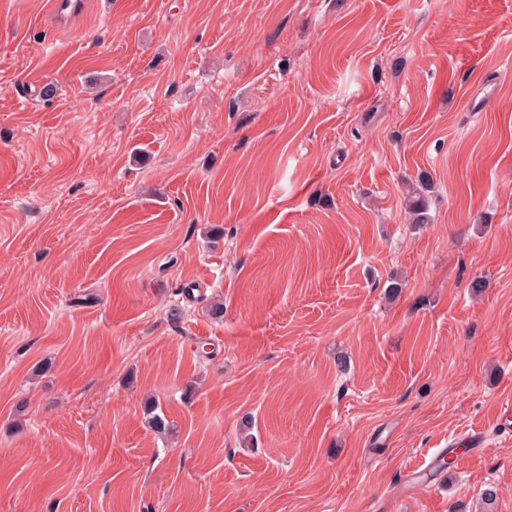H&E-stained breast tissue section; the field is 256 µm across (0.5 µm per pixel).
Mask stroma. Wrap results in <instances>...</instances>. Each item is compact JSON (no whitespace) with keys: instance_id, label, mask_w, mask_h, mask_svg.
Returning a JSON list of instances; mask_svg holds the SVG:
<instances>
[{"instance_id":"1","label":"stroma","mask_w":512,"mask_h":512,"mask_svg":"<svg viewBox=\"0 0 512 512\" xmlns=\"http://www.w3.org/2000/svg\"><path fill=\"white\" fill-rule=\"evenodd\" d=\"M509 398L512 0H0V512H512ZM48 5L49 14L53 18L62 21L65 17L80 15L85 9L86 2L84 0H70L69 2H65V0H49Z\"/></svg>"}]
</instances>
